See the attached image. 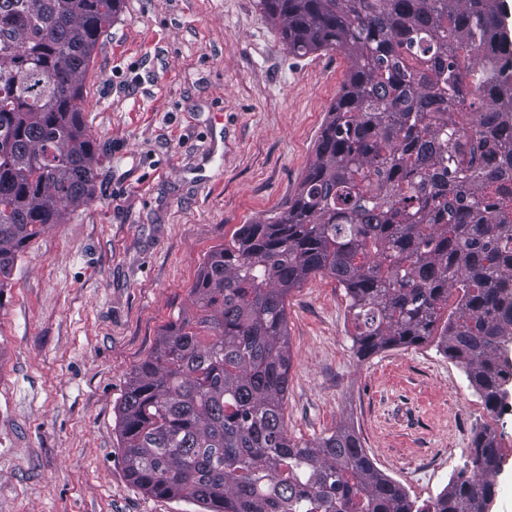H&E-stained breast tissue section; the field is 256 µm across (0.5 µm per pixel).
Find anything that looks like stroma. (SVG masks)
<instances>
[{"label":"stroma","mask_w":512,"mask_h":512,"mask_svg":"<svg viewBox=\"0 0 512 512\" xmlns=\"http://www.w3.org/2000/svg\"><path fill=\"white\" fill-rule=\"evenodd\" d=\"M347 68L337 51L290 54L258 0H122L85 81L95 196L28 243L0 290V512H197L131 482L121 398L206 255L287 206ZM287 312L293 440L352 427L423 502L487 430L503 454L490 512H512V381L493 417L437 337L358 357L328 276Z\"/></svg>","instance_id":"stroma-1"}]
</instances>
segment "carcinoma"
I'll use <instances>...</instances> for the list:
<instances>
[{
  "label": "carcinoma",
  "instance_id": "1",
  "mask_svg": "<svg viewBox=\"0 0 512 512\" xmlns=\"http://www.w3.org/2000/svg\"><path fill=\"white\" fill-rule=\"evenodd\" d=\"M121 0H0V287L26 245L95 191L83 120L92 54ZM295 56L337 50L347 79L288 207L202 263L120 404L126 471L205 512H481L503 455L418 505L355 430L288 437V294L348 297L356 354L438 333L494 411L512 342V52L499 0H259ZM469 96L470 120L456 119ZM456 306L448 313V299Z\"/></svg>",
  "mask_w": 512,
  "mask_h": 512
}]
</instances>
